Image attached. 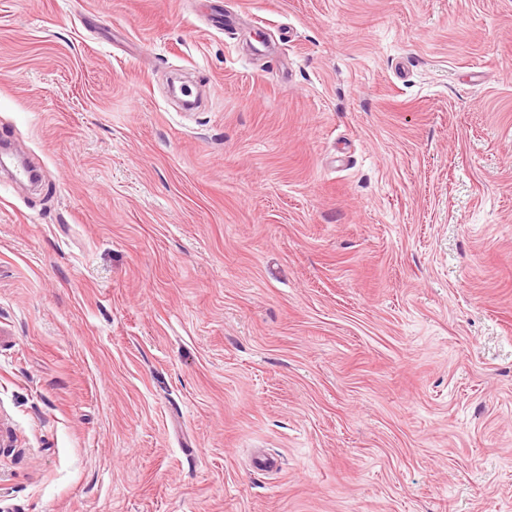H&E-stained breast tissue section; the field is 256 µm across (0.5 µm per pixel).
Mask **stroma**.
Here are the masks:
<instances>
[{
    "label": "stroma",
    "instance_id": "obj_1",
    "mask_svg": "<svg viewBox=\"0 0 512 512\" xmlns=\"http://www.w3.org/2000/svg\"><path fill=\"white\" fill-rule=\"evenodd\" d=\"M7 138L0 512H512V0H0Z\"/></svg>",
    "mask_w": 512,
    "mask_h": 512
}]
</instances>
